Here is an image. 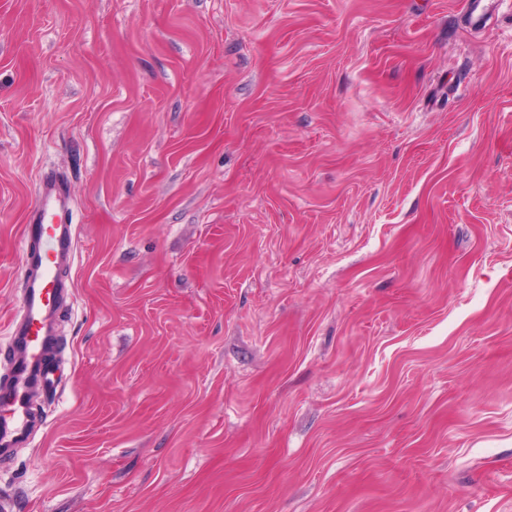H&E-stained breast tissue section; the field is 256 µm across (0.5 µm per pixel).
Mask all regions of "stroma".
<instances>
[{
	"label": "stroma",
	"instance_id": "1",
	"mask_svg": "<svg viewBox=\"0 0 512 512\" xmlns=\"http://www.w3.org/2000/svg\"><path fill=\"white\" fill-rule=\"evenodd\" d=\"M0 512H512V0H0ZM73 213L72 199L61 183L53 176H45L21 240L22 260L28 271L21 306L22 328L25 327L23 368L41 359L44 328L55 312L57 289L63 288L59 274L75 259ZM21 388V386H18L9 393L12 408L10 415L7 417L6 428L1 430V441L5 438L9 440L14 435L22 433L27 427V410L24 405Z\"/></svg>",
	"mask_w": 512,
	"mask_h": 512
}]
</instances>
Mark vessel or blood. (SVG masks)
Returning a JSON list of instances; mask_svg holds the SVG:
<instances>
[{
	"mask_svg": "<svg viewBox=\"0 0 512 512\" xmlns=\"http://www.w3.org/2000/svg\"><path fill=\"white\" fill-rule=\"evenodd\" d=\"M73 202L61 183L44 177L38 187L21 240V254L27 271L21 316L25 327V365L37 363L42 356L44 328L54 314L60 272L75 259L76 225ZM11 413L0 437L11 438L28 424L27 410L20 389L9 394Z\"/></svg>",
	"mask_w": 512,
	"mask_h": 512,
	"instance_id": "obj_1",
	"label": "vessel or blood"
}]
</instances>
